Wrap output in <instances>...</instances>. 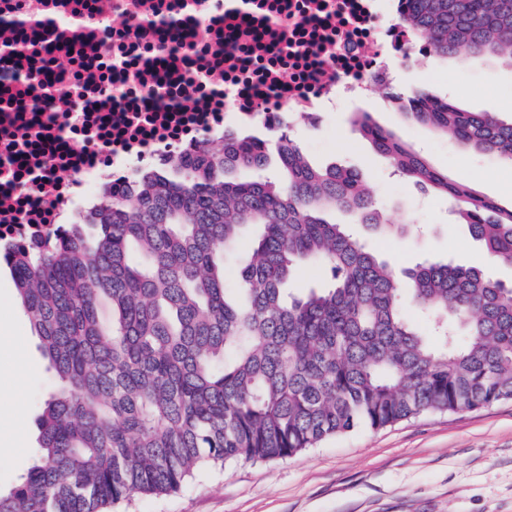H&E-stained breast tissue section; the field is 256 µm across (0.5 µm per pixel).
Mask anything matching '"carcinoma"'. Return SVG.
<instances>
[{"instance_id":"1","label":"carcinoma","mask_w":512,"mask_h":512,"mask_svg":"<svg viewBox=\"0 0 512 512\" xmlns=\"http://www.w3.org/2000/svg\"><path fill=\"white\" fill-rule=\"evenodd\" d=\"M403 21L432 58L512 69V0H408ZM393 100L408 120L512 163V121L422 88ZM353 123L395 171L446 196L492 261L512 265V207L434 169L370 113ZM273 155L283 181L234 177ZM336 209L378 235L406 232L359 173L312 165L291 130L228 132L131 186L102 187L73 224L0 243L62 382L0 512H110L204 465L283 459L358 426L512 400V283L428 260L401 278L326 219ZM250 224L260 235L230 290L226 263ZM313 264L330 286L288 293Z\"/></svg>"}]
</instances>
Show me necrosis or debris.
Instances as JSON below:
<instances>
[{
  "mask_svg": "<svg viewBox=\"0 0 512 512\" xmlns=\"http://www.w3.org/2000/svg\"><path fill=\"white\" fill-rule=\"evenodd\" d=\"M403 0H0V236L247 124L393 83Z\"/></svg>",
  "mask_w": 512,
  "mask_h": 512,
  "instance_id": "1",
  "label": "necrosis or debris"
}]
</instances>
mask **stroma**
Here are the masks:
<instances>
[{
	"instance_id": "stroma-1",
	"label": "stroma",
	"mask_w": 512,
	"mask_h": 512,
	"mask_svg": "<svg viewBox=\"0 0 512 512\" xmlns=\"http://www.w3.org/2000/svg\"><path fill=\"white\" fill-rule=\"evenodd\" d=\"M432 69L429 79L418 61L404 63L392 87H373L322 124L294 120L292 133L313 164L359 170L389 222L412 225V234L402 239L357 229L365 245L395 269L448 259L512 281V267L488 260L457 224L446 198L394 174L351 122L354 113H371L380 125L402 131L435 168L511 206L512 165L465 152L410 124L391 96L421 86L464 110L497 112L507 120L512 118V70L493 63L474 68L459 60L437 61ZM0 336L26 337L30 362L18 379L0 361V490L6 492L32 463L37 417L58 379L2 266ZM18 402L26 409L21 425L11 415ZM112 512H512V400L461 413H424L378 430L359 427L285 459L229 461L197 472L176 492L134 496Z\"/></svg>"
}]
</instances>
